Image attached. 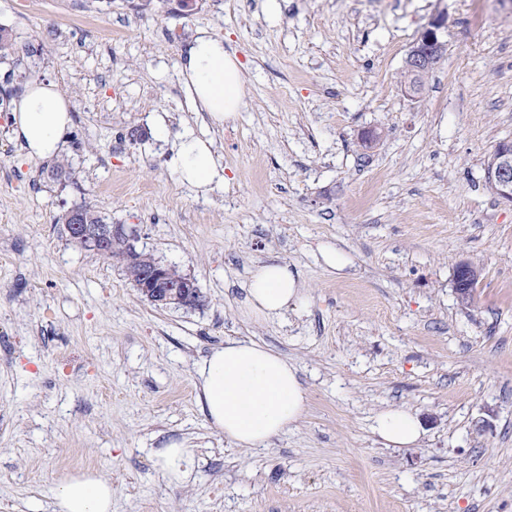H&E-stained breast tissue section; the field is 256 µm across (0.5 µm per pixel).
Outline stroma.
<instances>
[{"label":"stroma","mask_w":512,"mask_h":512,"mask_svg":"<svg viewBox=\"0 0 512 512\" xmlns=\"http://www.w3.org/2000/svg\"><path fill=\"white\" fill-rule=\"evenodd\" d=\"M439 18L447 56L408 99L407 51ZM1 25L16 53L0 88L41 78L72 103L59 156L76 182L43 179L52 159L25 155L1 105L0 512H49L54 484L84 472L111 480L112 512H512V203L482 182L512 140V0H0ZM202 29L246 72L221 128L180 71ZM188 131L224 163L207 197L171 164ZM82 201L203 305L155 308L72 243L56 219ZM268 260L304 300L256 320L245 284ZM462 262L480 271L466 306ZM229 340L280 352L308 391L298 425L259 448L225 440L196 399ZM392 407L417 414L416 445L374 432ZM174 441L193 451L184 484L154 455Z\"/></svg>","instance_id":"35a3bbf8"}]
</instances>
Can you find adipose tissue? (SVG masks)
<instances>
[{
    "label": "adipose tissue",
    "instance_id": "adipose-tissue-1",
    "mask_svg": "<svg viewBox=\"0 0 512 512\" xmlns=\"http://www.w3.org/2000/svg\"><path fill=\"white\" fill-rule=\"evenodd\" d=\"M182 73L201 111L212 124L235 120L242 105L243 73L224 41L201 31L190 42ZM14 132L29 156L49 158L71 123V103L50 81H30L12 114ZM181 182L207 194L223 186L224 165L210 140L185 134L172 158ZM296 272L278 261L254 264L247 281L248 313L257 319L281 315L300 304ZM197 402L211 426L241 448H258L287 433L303 417L307 391L296 367L270 347L233 340L214 348L197 370ZM374 430L394 447L421 436L417 416L406 408L379 412ZM53 512H112V484L93 473L68 477L51 490Z\"/></svg>",
    "mask_w": 512,
    "mask_h": 512
}]
</instances>
